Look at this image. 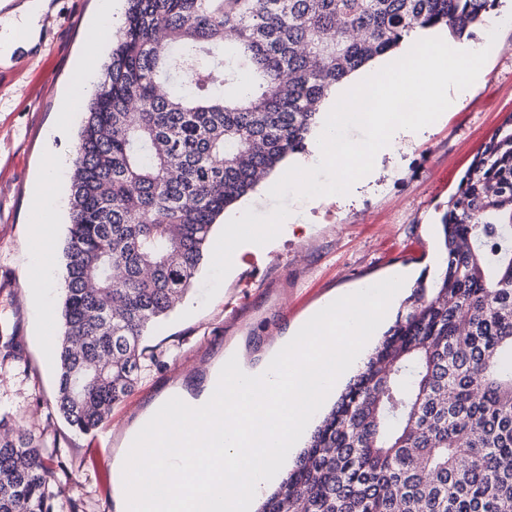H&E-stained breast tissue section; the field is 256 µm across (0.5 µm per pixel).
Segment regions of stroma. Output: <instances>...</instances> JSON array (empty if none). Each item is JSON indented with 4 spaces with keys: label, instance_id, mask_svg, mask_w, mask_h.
Listing matches in <instances>:
<instances>
[{
    "label": "stroma",
    "instance_id": "1",
    "mask_svg": "<svg viewBox=\"0 0 512 512\" xmlns=\"http://www.w3.org/2000/svg\"><path fill=\"white\" fill-rule=\"evenodd\" d=\"M494 31L470 27L471 41L489 40L485 73L463 103L442 123L401 149L392 174L372 192L326 195L309 201L293 194L251 191L266 210L288 209L293 219L267 245L248 227L235 270L225 274L206 256L184 300L155 329L150 343L156 360L134 391L115 406L96 431L70 429L53 413L56 352L62 334L63 295L53 292L48 309L36 306L24 283L45 267L61 268L69 211L52 214L53 232L34 254L32 190L50 154H73L85 118L71 89L84 53L105 63L113 28L100 15V0H50L37 44L0 64V315L9 317L26 372L0 370V404L18 409L16 425L44 433L50 470L65 467L70 478L57 512H117L112 467L124 451L127 431L159 400L178 392L201 393L210 371L234 356L256 366L277 338L336 294L379 282L399 270L435 275L440 258L437 226L461 177L479 148L512 114V0H496ZM394 77L375 83L379 98L393 96V78L415 96L434 72L416 69L395 51Z\"/></svg>",
    "mask_w": 512,
    "mask_h": 512
}]
</instances>
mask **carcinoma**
Here are the masks:
<instances>
[{
  "label": "carcinoma",
  "mask_w": 512,
  "mask_h": 512,
  "mask_svg": "<svg viewBox=\"0 0 512 512\" xmlns=\"http://www.w3.org/2000/svg\"><path fill=\"white\" fill-rule=\"evenodd\" d=\"M494 0H126L73 159L54 409L97 430L259 172L331 87ZM234 32L235 41L224 43ZM443 253L257 512H512V117L441 217ZM0 330V368L14 366ZM41 433L0 411V512H55Z\"/></svg>",
  "instance_id": "cac0c4a2"
}]
</instances>
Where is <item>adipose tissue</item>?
Instances as JSON below:
<instances>
[{"label": "adipose tissue", "mask_w": 512, "mask_h": 512, "mask_svg": "<svg viewBox=\"0 0 512 512\" xmlns=\"http://www.w3.org/2000/svg\"><path fill=\"white\" fill-rule=\"evenodd\" d=\"M49 3L50 0H23L18 8L0 20V59L10 60L16 50H27L36 45L40 33L38 21L47 12ZM407 41L426 44V52L416 56L415 63L418 68L437 74L436 81L418 91L420 110L416 118L400 122L395 116L394 103L379 101L360 121L364 131L362 137L350 138L343 132V125L352 118L362 97L372 92L374 72L390 71V60H380L375 71L361 73L324 103L328 119L313 141L311 153L303 165L309 171L324 169L331 172V181L322 185L298 176L289 179L288 192L321 194L330 190L352 194L384 179L389 170L374 161V154L386 153L392 159H399V150L407 137L430 131L446 111L458 108L479 84L485 56L483 44H452L434 28L412 32Z\"/></svg>", "instance_id": "ef3b65f1"}]
</instances>
